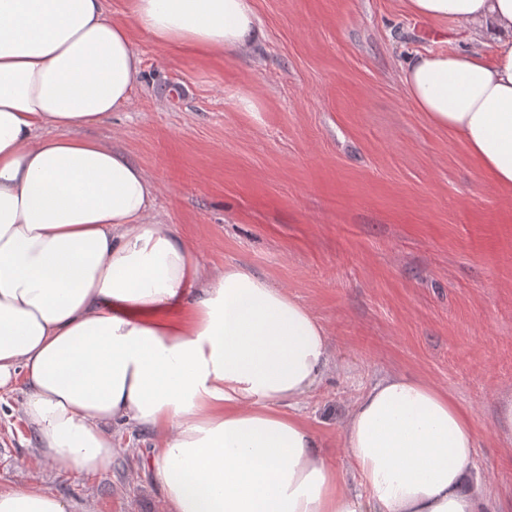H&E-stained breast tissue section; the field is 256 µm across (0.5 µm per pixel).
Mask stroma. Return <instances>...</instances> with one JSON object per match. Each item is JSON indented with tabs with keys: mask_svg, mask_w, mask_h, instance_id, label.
<instances>
[{
	"mask_svg": "<svg viewBox=\"0 0 512 512\" xmlns=\"http://www.w3.org/2000/svg\"><path fill=\"white\" fill-rule=\"evenodd\" d=\"M264 41L247 56L131 37L143 81L129 106L88 127L159 187L155 213L211 268L265 277L325 326L341 367L307 408L325 454L347 406L400 372L448 391L478 431L473 471L512 512V191L407 98L411 56L454 52L471 33L414 16L406 0H253ZM257 109L241 110L239 95ZM23 382L0 391V488L27 479L33 439ZM109 469L34 463L73 512H161L149 433L116 427Z\"/></svg>",
	"mask_w": 512,
	"mask_h": 512,
	"instance_id": "stroma-1",
	"label": "stroma"
}]
</instances>
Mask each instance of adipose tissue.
I'll list each match as a JSON object with an SVG mask.
<instances>
[{
    "mask_svg": "<svg viewBox=\"0 0 512 512\" xmlns=\"http://www.w3.org/2000/svg\"><path fill=\"white\" fill-rule=\"evenodd\" d=\"M422 19L489 31L477 50L408 59L401 83L436 127L512 189V0H408ZM159 47L252 53V0H128ZM143 67L105 0H0V389L38 455L96 473L112 429L157 443L161 512H493L472 471L474 419L447 391L401 373L349 404L331 466L307 402L336 363L311 310L266 278L210 269L152 218L158 187L85 129L128 106ZM179 306L181 318L161 315ZM0 512H71L31 477Z\"/></svg>",
    "mask_w": 512,
    "mask_h": 512,
    "instance_id": "adipose-tissue-1",
    "label": "adipose tissue"
}]
</instances>
